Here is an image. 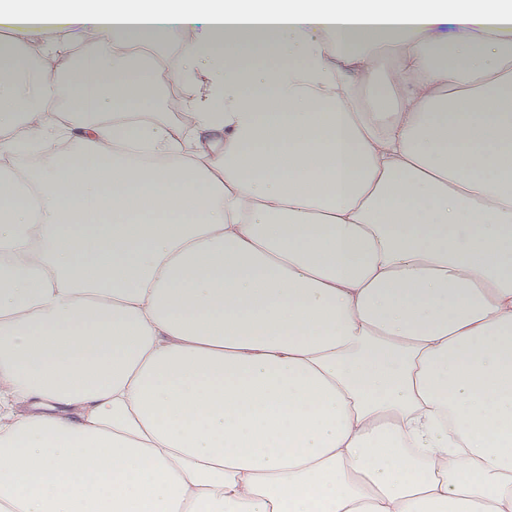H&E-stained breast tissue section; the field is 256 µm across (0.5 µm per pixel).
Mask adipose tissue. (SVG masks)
I'll list each match as a JSON object with an SVG mask.
<instances>
[{"label":"adipose tissue","mask_w":512,"mask_h":512,"mask_svg":"<svg viewBox=\"0 0 512 512\" xmlns=\"http://www.w3.org/2000/svg\"><path fill=\"white\" fill-rule=\"evenodd\" d=\"M62 137L0 166V512H512V0H0V151ZM177 46H178V38L176 36H172L167 45L163 46L162 48L153 47V49L158 50H146L143 53H141L138 56V59L140 64L143 65L140 69H138V72L140 75L147 77V75H150V80H154L156 77V73L153 70L154 67V60L161 54H165L169 57L175 55L177 53ZM80 147L76 143L69 141H61L55 145L50 151L34 152L22 157H11L2 159L13 165L21 166L28 169H40L47 167L58 153L74 155L79 151Z\"/></svg>","instance_id":"obj_1"}]
</instances>
